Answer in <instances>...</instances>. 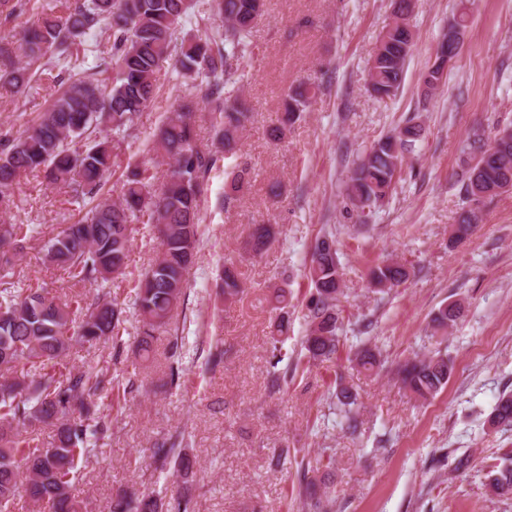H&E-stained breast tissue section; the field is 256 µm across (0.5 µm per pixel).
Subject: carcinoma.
Here are the masks:
<instances>
[{
    "label": "carcinoma",
    "instance_id": "cac0c4a2",
    "mask_svg": "<svg viewBox=\"0 0 512 512\" xmlns=\"http://www.w3.org/2000/svg\"><path fill=\"white\" fill-rule=\"evenodd\" d=\"M67 13H43L33 29L23 28L16 41L0 45V83L18 93L33 79L60 85V91L39 120L23 130L0 128V209L14 204V187L29 170L43 169L49 183L67 190L73 202L92 203L81 217L64 225L44 243L43 262L63 272L75 287L86 282L106 284L126 273L131 225L153 224L161 254L139 275L137 305L141 316L138 344L141 356L150 353V338L170 324L185 301L187 274L199 244L200 212L207 182L221 160L232 154L250 112L237 95L252 60V33L262 13L263 0H210L201 14L192 0H65ZM26 0H0V17L10 22L26 10ZM220 20L221 24L213 25ZM192 25L178 38L176 32ZM112 31L106 57L88 65L96 53L91 40L101 27ZM380 47L369 66L373 95L396 96L414 46L407 25L394 21L378 39ZM172 61L182 79L184 94L171 107L152 135L150 151L167 161L160 187L157 173L146 164L128 167L121 181V199L102 196L106 175L117 150L138 138V120L158 92L159 74ZM315 90L300 85L286 95L285 112L272 129L274 137L308 111ZM215 121L217 150L198 145L193 117L199 106ZM419 137L407 125L396 135H385L354 163L344 189L346 207L357 222L370 224L388 202L401 172L396 161ZM460 171L462 208L454 242L474 227L471 203L498 196L494 188L512 184V134L495 137L485 145L475 133L463 142ZM32 224H0V512L20 495L48 512H84V502L73 494L72 475L77 462L91 453V441L109 435L111 421L102 414L96 397L120 384L93 368L63 372L76 345L112 340L121 342L122 310L101 297L86 301L80 294L60 297L44 286L20 287L12 281L13 267L23 244L35 237ZM273 239L269 224L255 225L248 251L257 256ZM306 277L312 288L308 329L303 348L309 358L328 361L336 356L343 332L337 302L342 294V265L336 234L328 231L316 240ZM409 277L400 263H385L371 270L376 292L387 294ZM224 298L243 293L235 266L219 273ZM280 310L275 332H288V292L275 294ZM461 306H442L432 322L445 330L460 315ZM358 364L368 371L382 366L381 353L367 341L356 352ZM453 361L436 351L399 368L403 386L417 399L434 398L448 383ZM346 410L347 428L357 431L351 414L355 396L346 387L336 393ZM45 424L54 428L45 447L30 445L27 428ZM494 427H512V393L498 399L490 419ZM181 443L156 444L152 458L188 473L187 459L176 449ZM492 494L512 498V457L502 458L489 472ZM193 499L189 481L180 487L174 512H188ZM149 495L137 499L123 493L112 499V512H161Z\"/></svg>",
    "mask_w": 512,
    "mask_h": 512
}]
</instances>
